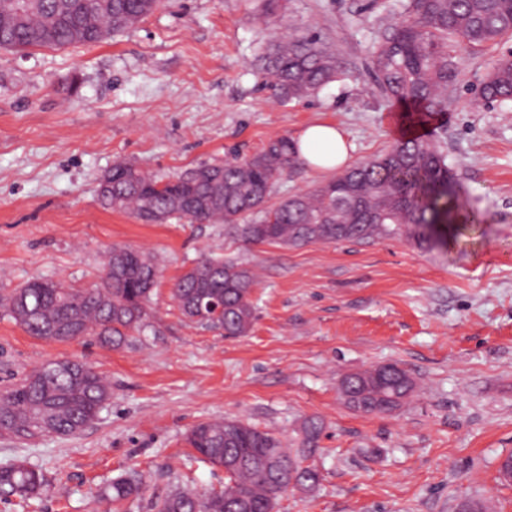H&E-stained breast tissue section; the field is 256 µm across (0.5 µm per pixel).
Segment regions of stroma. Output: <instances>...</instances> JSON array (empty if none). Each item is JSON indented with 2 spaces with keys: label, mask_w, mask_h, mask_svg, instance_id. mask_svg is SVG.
Listing matches in <instances>:
<instances>
[{
  "label": "stroma",
  "mask_w": 512,
  "mask_h": 512,
  "mask_svg": "<svg viewBox=\"0 0 512 512\" xmlns=\"http://www.w3.org/2000/svg\"><path fill=\"white\" fill-rule=\"evenodd\" d=\"M406 0H164L93 46L0 49V292L32 280L86 288L115 245L156 256L160 277L140 333L114 349L86 336L54 343L0 311V388L56 360L91 365L112 400L79 435L0 436V463L25 460L46 483L0 512H104L99 489L142 474L151 512L176 485L220 489L224 473L185 442L198 422L233 418L291 443L323 425L312 491L289 488L277 512H512V105L477 89L512 37L457 52L458 80L427 138L440 139L469 211L448 248L397 240L254 245L224 224H145L104 209L102 176L128 161L168 179L199 163L247 158L314 123L341 128L358 163L401 141L402 107L371 77L373 42ZM317 35L342 72L297 102L263 87L257 59L283 35ZM253 268L257 318L227 337L184 320L175 279L202 255ZM395 363L417 384L387 415L350 410L339 380Z\"/></svg>",
  "instance_id": "obj_1"
}]
</instances>
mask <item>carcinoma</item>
Returning a JSON list of instances; mask_svg holds the SVG:
<instances>
[{
    "label": "carcinoma",
    "instance_id": "1",
    "mask_svg": "<svg viewBox=\"0 0 512 512\" xmlns=\"http://www.w3.org/2000/svg\"><path fill=\"white\" fill-rule=\"evenodd\" d=\"M163 0H0V47L15 50L94 45L133 27ZM407 18L380 31L372 70L380 93L405 104L426 122L448 100L457 79L455 53L479 50L512 36V0H407ZM259 69L288 100L317 94L340 72L333 49L313 35L276 39ZM486 103L512 101V58L498 59L478 88ZM296 142L278 137L244 160L199 165L163 181L134 164L114 165L99 183L107 209L130 212L146 223L184 218L197 224H228L249 243L305 246L315 242H370L403 238L421 250L446 244L452 214L462 199L448 190V154L438 139L413 137L347 167L309 192L273 203V187L284 170L299 163ZM93 289L35 280L0 294V309L26 333L49 342L94 336L120 348L141 331L159 277L150 253L113 246ZM254 275L243 263L204 256L173 283L171 298L181 316L226 336L247 334L255 320ZM54 373L36 369L0 390V434L18 440L72 436L98 420L112 399V386L90 365L61 361ZM415 383L405 372L380 377L371 369L346 375L339 385L345 405L366 415L400 408ZM322 425L309 421L295 448L272 431L236 419L202 421L186 435L202 461L224 470L221 490L179 486L151 501L153 512H276V481L315 489ZM247 456L249 464L237 459ZM45 484L43 471L24 460L0 464V499L26 500ZM137 473L121 474L99 494L118 508L141 497Z\"/></svg>",
    "mask_w": 512,
    "mask_h": 512
}]
</instances>
